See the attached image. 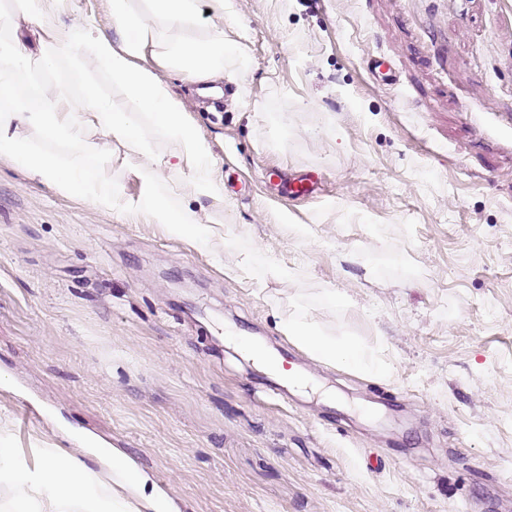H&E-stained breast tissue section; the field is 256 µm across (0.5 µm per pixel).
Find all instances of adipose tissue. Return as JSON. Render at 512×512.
<instances>
[{"instance_id":"ef3b65f1","label":"adipose tissue","mask_w":512,"mask_h":512,"mask_svg":"<svg viewBox=\"0 0 512 512\" xmlns=\"http://www.w3.org/2000/svg\"><path fill=\"white\" fill-rule=\"evenodd\" d=\"M207 2L208 20L199 4ZM73 0H0V158L59 194L78 196L108 213L162 225L174 238L206 246L213 229L191 203L224 210V179L210 140L160 76L173 69L208 82L224 75L237 45L224 38L231 0H107L111 32L75 13ZM133 102L115 108L99 80ZM168 142L161 155L148 138ZM148 154L140 194L127 199L107 177L111 141ZM171 179L161 190L162 176ZM285 334L320 358L365 363L357 343L322 335L312 318H292ZM28 465L0 444V484L10 486V512H141L143 479L116 455L108 471L90 468L65 448H40Z\"/></svg>"}]
</instances>
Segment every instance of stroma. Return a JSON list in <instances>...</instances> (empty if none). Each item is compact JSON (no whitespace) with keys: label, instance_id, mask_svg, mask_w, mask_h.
Wrapping results in <instances>:
<instances>
[{"label":"stroma","instance_id":"35a3bbf8","mask_svg":"<svg viewBox=\"0 0 512 512\" xmlns=\"http://www.w3.org/2000/svg\"><path fill=\"white\" fill-rule=\"evenodd\" d=\"M224 37L218 103L163 74L224 177L208 249L0 160V437L33 464L80 431L177 512H512V0H233ZM258 244L287 275L226 274ZM302 316L381 373L285 336ZM238 345L249 358L253 359L256 363L262 364L274 374L286 379H288V377H297L298 381L293 384L299 389H305L309 386V381L297 376L293 368L286 369L284 367L283 359H270L263 347L252 344L246 340L241 341Z\"/></svg>","mask_w":512,"mask_h":512}]
</instances>
